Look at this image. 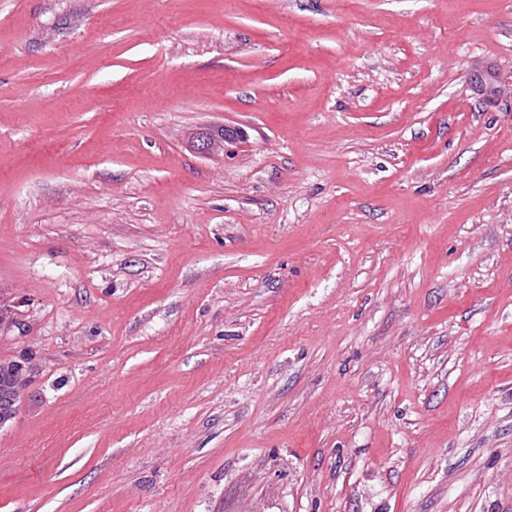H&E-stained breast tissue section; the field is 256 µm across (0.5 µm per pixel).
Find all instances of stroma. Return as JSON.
Returning a JSON list of instances; mask_svg holds the SVG:
<instances>
[{"mask_svg": "<svg viewBox=\"0 0 512 512\" xmlns=\"http://www.w3.org/2000/svg\"><path fill=\"white\" fill-rule=\"evenodd\" d=\"M1 304L0 512H512V0H0ZM222 128H214L211 133V140L221 144L224 142V152L227 154L229 146H237L248 140L247 132L241 127L221 125ZM225 131L227 134L225 135ZM34 372L35 366L27 356L0 359V428L17 419L21 393Z\"/></svg>", "mask_w": 512, "mask_h": 512, "instance_id": "obj_1", "label": "stroma"}]
</instances>
